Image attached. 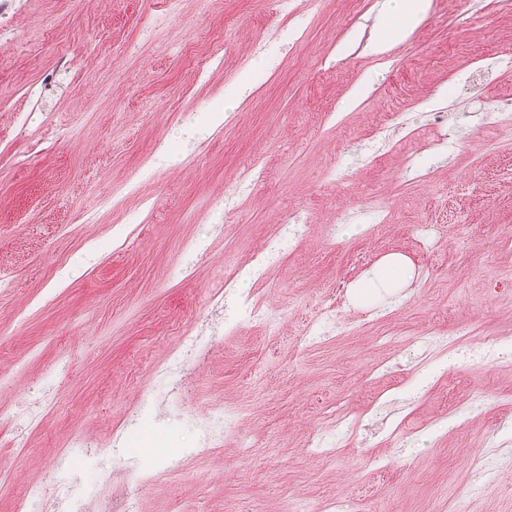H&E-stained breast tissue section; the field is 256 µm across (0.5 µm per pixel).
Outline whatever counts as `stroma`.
I'll return each mask as SVG.
<instances>
[{
  "label": "stroma",
  "mask_w": 512,
  "mask_h": 512,
  "mask_svg": "<svg viewBox=\"0 0 512 512\" xmlns=\"http://www.w3.org/2000/svg\"><path fill=\"white\" fill-rule=\"evenodd\" d=\"M382 2L291 0L285 17L275 0H181L159 26L160 0H16L12 42L0 45V268L19 281L0 292V439L24 445L0 447V512H14L78 434L102 447L123 435L154 479L142 512H286L336 495L357 512H512V358L459 363L452 347L454 366L427 375L417 348L435 331L493 336L512 355V129L492 117L512 100V69L496 60L512 53V9L431 0L377 55ZM235 82L253 88L228 113ZM439 115L449 136L437 146ZM258 157L267 170L239 195ZM333 168L346 181L330 180ZM218 195L238 203L208 256L183 271V246L207 230ZM292 214L309 230L268 273L277 334L216 329L208 365L188 370L179 419L128 429L182 329L211 319L225 266L247 263ZM419 224L447 228L430 252L417 246ZM120 226L133 234L117 237ZM391 252L414 267L408 288L346 303L334 334L300 348L337 283ZM349 322L358 335H345ZM389 356L419 373L416 385L371 377ZM42 385L54 405L31 428L14 412ZM387 395L416 429L410 447L377 436L330 460L306 453L308 433L334 425L338 409ZM220 401L239 408L250 449L187 463L188 420ZM494 447L505 450L496 470L477 469Z\"/></svg>",
  "instance_id": "35a3bbf8"
}]
</instances>
